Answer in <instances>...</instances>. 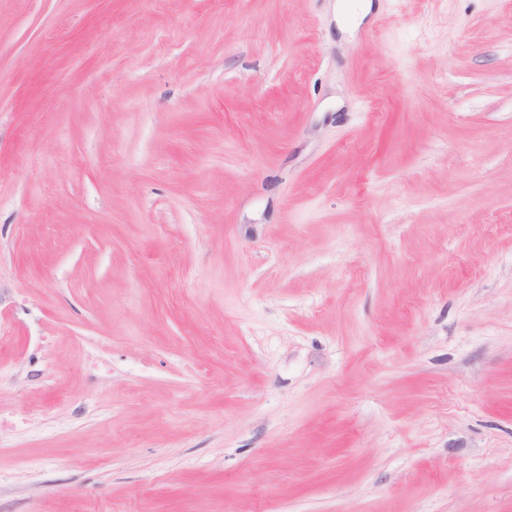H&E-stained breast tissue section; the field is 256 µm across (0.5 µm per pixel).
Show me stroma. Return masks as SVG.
<instances>
[{
    "label": "stroma",
    "instance_id": "1",
    "mask_svg": "<svg viewBox=\"0 0 512 512\" xmlns=\"http://www.w3.org/2000/svg\"><path fill=\"white\" fill-rule=\"evenodd\" d=\"M0 512H512V0H0Z\"/></svg>",
    "mask_w": 512,
    "mask_h": 512
}]
</instances>
